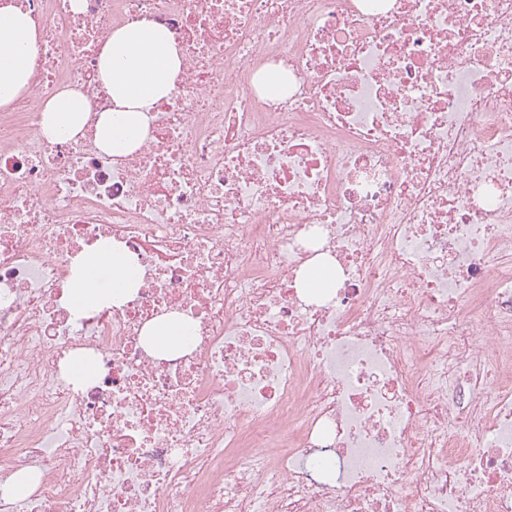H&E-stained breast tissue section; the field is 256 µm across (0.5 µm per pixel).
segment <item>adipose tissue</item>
<instances>
[{
	"label": "adipose tissue",
	"instance_id": "ef3b65f1",
	"mask_svg": "<svg viewBox=\"0 0 512 512\" xmlns=\"http://www.w3.org/2000/svg\"><path fill=\"white\" fill-rule=\"evenodd\" d=\"M38 39L29 17L7 7L0 10V106L11 104L27 87L32 69L31 51ZM99 77L109 88L112 107L96 124L100 146L115 155L133 152L148 132V114L167 96L181 70V58L168 32L143 20L113 31L98 63ZM88 112L82 94L64 90L45 106L43 134L52 140L82 134ZM135 261L120 247L107 243L81 253L73 266L67 301L87 312L119 303L124 290L133 289ZM109 270L111 287H101L97 275Z\"/></svg>",
	"mask_w": 512,
	"mask_h": 512
}]
</instances>
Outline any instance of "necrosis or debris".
I'll list each match as a JSON object with an SVG mask.
<instances>
[{
	"label": "necrosis or debris",
	"mask_w": 512,
	"mask_h": 512,
	"mask_svg": "<svg viewBox=\"0 0 512 512\" xmlns=\"http://www.w3.org/2000/svg\"><path fill=\"white\" fill-rule=\"evenodd\" d=\"M0 4L39 34L0 110V485H38L0 512H512V0ZM142 20L182 68L116 156L99 55ZM102 242L138 285L75 314ZM88 112L85 98L73 90L56 94L45 106L42 132L50 140L75 139L82 134ZM147 335L152 336V342L157 348H168L192 333V326L179 315H170L150 327Z\"/></svg>",
	"instance_id": "obj_1"
}]
</instances>
